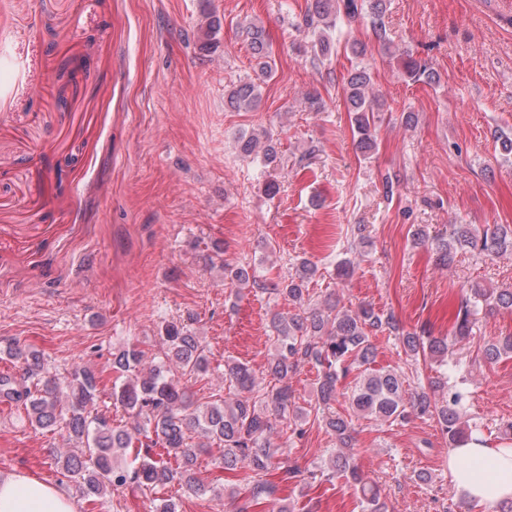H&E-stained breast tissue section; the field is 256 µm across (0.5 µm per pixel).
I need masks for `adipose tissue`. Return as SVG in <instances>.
Wrapping results in <instances>:
<instances>
[{
    "instance_id": "obj_1",
    "label": "adipose tissue",
    "mask_w": 512,
    "mask_h": 512,
    "mask_svg": "<svg viewBox=\"0 0 512 512\" xmlns=\"http://www.w3.org/2000/svg\"><path fill=\"white\" fill-rule=\"evenodd\" d=\"M454 487L468 500L489 507L512 498V446L481 443L448 451ZM0 512H76V501L56 486L29 475H0Z\"/></svg>"
}]
</instances>
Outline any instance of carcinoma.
<instances>
[{"label":"carcinoma","mask_w":512,"mask_h":512,"mask_svg":"<svg viewBox=\"0 0 512 512\" xmlns=\"http://www.w3.org/2000/svg\"><path fill=\"white\" fill-rule=\"evenodd\" d=\"M387 11L388 0H310L299 27L311 37L312 62L325 65L338 52L332 30L357 19L369 21L383 52L389 53L391 42L384 23ZM239 27L255 61V76L233 84L224 94V105L233 112H249L261 101L263 85L273 76L276 61L261 23L249 21ZM220 28L221 20L206 14L200 50L215 48ZM403 66L415 83L439 82L433 67L410 54L405 55ZM344 96L357 149L362 153L375 150L380 105L367 66L358 63L352 68ZM237 151L264 169L278 165V142L266 129L239 136ZM412 237L416 245L434 247L442 266L451 265L457 252L463 250L488 258L512 254L511 224H495L482 232L470 224H452L447 235L433 237L421 226ZM224 275L239 290L252 285L273 291L288 301L292 310L271 317L274 350L264 377L257 378L246 363L227 359L224 397L204 405L192 402L185 384L208 378L218 368L211 366L206 346L187 323H169L163 328L162 357L150 363L134 346L112 352V369L122 378L112 387V399L135 419L131 427H114L109 418L94 411L100 384L94 368L82 366L60 377L49 370L38 352L18 344L8 347L7 354L20 364L22 375L0 374V403L22 406L36 430L61 431L71 450H55L52 459L61 471L77 479L82 496L90 504L98 506L108 491L130 484L143 495L174 481L194 494L209 492L196 476V468L198 452L213 442L224 448L220 463L225 470L246 467L252 472L246 495L239 496L235 488L227 493L232 501L243 498L236 512H250L254 506L277 500L278 487L267 479L280 453L271 441L274 421L283 425L282 432L291 440L303 437L304 425L314 420L323 423L338 443L327 476L354 486L367 512H388L378 488L349 463L344 452L351 447V423L334 410V405L342 396L338 385L348 377L353 378L349 404L367 420L391 426L405 423L413 415L434 418L450 447L473 438L482 440V426L464 427L460 423L468 398L463 388L433 381L432 390L442 391L441 397L435 398L423 389L406 388L405 377L395 370L370 369L374 355L371 337L387 331L395 335L406 355L427 352L446 366L450 364L448 337L461 342L473 336L476 314L484 307L512 311V289L473 285L460 303L450 336L437 337L425 335L422 329L407 331L392 314L377 312L370 305L347 307L335 293L322 301L314 300L310 285L318 268L307 259L297 262L295 273L269 285L259 282L256 269L244 264L224 268ZM482 353L491 363L512 358V336L485 343ZM305 364L316 368L319 375L317 398L307 409L297 405L289 383ZM450 365L457 372L464 371L458 361ZM194 434L202 442L191 443ZM156 446L176 459V468L150 455L148 449ZM131 453L136 466L125 468L122 460Z\"/></svg>","instance_id":"carcinoma-1"}]
</instances>
